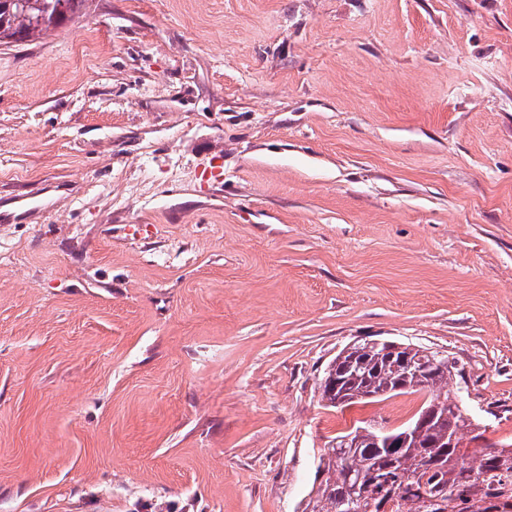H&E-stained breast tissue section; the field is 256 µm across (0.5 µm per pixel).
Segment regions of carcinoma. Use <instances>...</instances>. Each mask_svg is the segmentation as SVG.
<instances>
[{
	"label": "carcinoma",
	"instance_id": "carcinoma-1",
	"mask_svg": "<svg viewBox=\"0 0 512 512\" xmlns=\"http://www.w3.org/2000/svg\"><path fill=\"white\" fill-rule=\"evenodd\" d=\"M85 0H0V44L32 41L51 28L80 17ZM438 362L424 389L432 397L422 410L430 411L424 433L411 435L401 448L377 446L374 429L355 447L332 444L318 460L322 475L301 512H341L340 502L356 495L359 512H512V443H490L472 451L459 442L481 429L458 410L460 395L449 389L458 377L446 356L408 344L386 353L363 342L355 351L336 355L323 379L336 375L357 390L377 392L406 386L412 366Z\"/></svg>",
	"mask_w": 512,
	"mask_h": 512
}]
</instances>
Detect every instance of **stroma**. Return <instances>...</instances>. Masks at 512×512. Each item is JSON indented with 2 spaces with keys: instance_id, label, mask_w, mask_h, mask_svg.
<instances>
[{
  "instance_id": "35a3bbf8",
  "label": "stroma",
  "mask_w": 512,
  "mask_h": 512,
  "mask_svg": "<svg viewBox=\"0 0 512 512\" xmlns=\"http://www.w3.org/2000/svg\"><path fill=\"white\" fill-rule=\"evenodd\" d=\"M365 340L512 442V0H86L0 46V512H297L430 399L322 402Z\"/></svg>"
}]
</instances>
